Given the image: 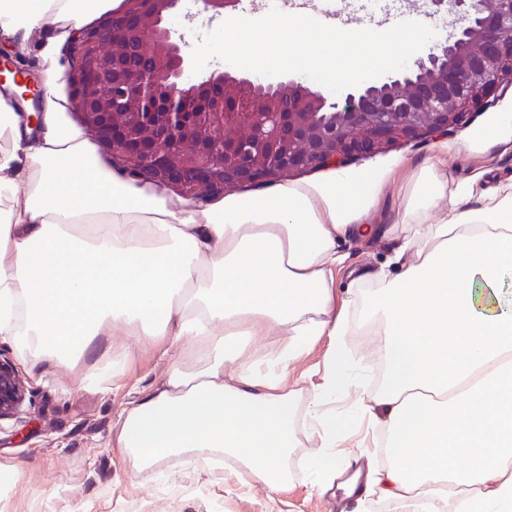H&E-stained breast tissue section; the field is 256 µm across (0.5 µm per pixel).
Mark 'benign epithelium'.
<instances>
[{
  "label": "benign epithelium",
  "instance_id": "benign-epithelium-1",
  "mask_svg": "<svg viewBox=\"0 0 512 512\" xmlns=\"http://www.w3.org/2000/svg\"><path fill=\"white\" fill-rule=\"evenodd\" d=\"M180 2L135 0L80 30L68 83L81 125L128 174L196 200L444 134L468 107L495 104L512 75V0H425L427 16H456L453 39L394 78L332 98L218 69L190 77L187 43L167 26ZM200 2L216 19L239 0ZM24 397L14 363L0 354V421L18 415Z\"/></svg>",
  "mask_w": 512,
  "mask_h": 512
}]
</instances>
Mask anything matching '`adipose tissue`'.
Returning <instances> with one entry per match:
<instances>
[{"label": "adipose tissue", "mask_w": 512, "mask_h": 512, "mask_svg": "<svg viewBox=\"0 0 512 512\" xmlns=\"http://www.w3.org/2000/svg\"><path fill=\"white\" fill-rule=\"evenodd\" d=\"M120 2L0 0V34L21 43L50 24L62 41ZM66 111L46 87L31 137L0 95V336L36 362L93 354L125 328L191 344L118 425L136 468L219 455L240 487L275 491L305 439L329 488L366 420L390 457L366 481L401 512H512V181L450 182L442 143L392 224L373 215L371 174L197 203L108 168ZM373 239L391 242L389 261L339 295L342 243ZM353 323L377 330L379 388L347 357ZM263 336L275 344L251 349ZM324 337L322 383L291 388L289 368Z\"/></svg>", "instance_id": "obj_1"}]
</instances>
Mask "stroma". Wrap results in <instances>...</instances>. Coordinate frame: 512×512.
Returning a JSON list of instances; mask_svg holds the SVG:
<instances>
[{"mask_svg":"<svg viewBox=\"0 0 512 512\" xmlns=\"http://www.w3.org/2000/svg\"><path fill=\"white\" fill-rule=\"evenodd\" d=\"M55 30L45 25L18 52L19 67L42 72V56L55 44L64 65L72 63L71 42L55 43ZM512 104V85L496 104L474 108L444 139L454 147L448 161L451 181L467 180L487 169L490 181L512 177V145L496 143L491 133L504 106ZM436 134L393 143L347 160L344 169L388 178L381 201L385 216L400 210L408 174L425 164L440 139ZM189 346L164 349L160 337L117 336L102 346L101 362L122 356L119 373L98 381L88 362L68 364L25 361L12 339L0 337V354L16 364L26 387L19 417L0 421V464L15 466L14 488L0 495V512H349L353 500L342 484L327 493L313 488L303 461L308 448L292 449L288 483L272 492L256 486L240 492L223 469L204 473L177 470L169 475L137 472L112 446L121 415L150 384L176 362L189 359Z\"/></svg>","mask_w":512,"mask_h":512,"instance_id":"obj_1","label":"stroma"}]
</instances>
